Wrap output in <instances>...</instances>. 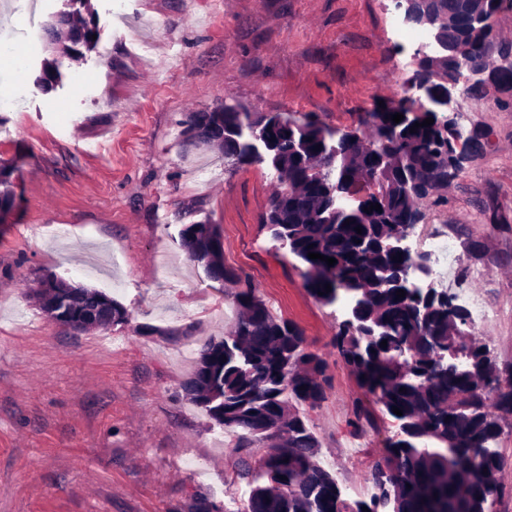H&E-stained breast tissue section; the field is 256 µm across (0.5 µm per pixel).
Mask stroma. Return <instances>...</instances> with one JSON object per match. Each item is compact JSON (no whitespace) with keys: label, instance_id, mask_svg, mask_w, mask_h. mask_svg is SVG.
<instances>
[{"label":"stroma","instance_id":"1","mask_svg":"<svg viewBox=\"0 0 512 512\" xmlns=\"http://www.w3.org/2000/svg\"><path fill=\"white\" fill-rule=\"evenodd\" d=\"M390 0H88L96 49L41 39L0 62V160L14 204L0 213V512H187L193 493L236 512L240 440L186 399L185 351L223 335L222 282L187 260L183 222L220 225L226 264L326 362V399L309 411L319 458L350 497L366 495L393 419L355 430L364 392L334 336L344 314L310 292L303 266L261 226L274 172L233 166L184 135L195 112L234 105L331 129L357 126L407 93L414 45ZM155 40L141 57L133 39ZM88 81L79 86L76 75ZM464 131L488 139L414 232L442 224L456 244L448 288L494 312L477 333L512 372V96L452 92ZM54 276L121 304L124 323L76 333L34 290ZM500 496L512 512V415L501 422Z\"/></svg>","mask_w":512,"mask_h":512}]
</instances>
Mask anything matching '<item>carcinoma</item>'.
Here are the masks:
<instances>
[{
    "label": "carcinoma",
    "mask_w": 512,
    "mask_h": 512,
    "mask_svg": "<svg viewBox=\"0 0 512 512\" xmlns=\"http://www.w3.org/2000/svg\"><path fill=\"white\" fill-rule=\"evenodd\" d=\"M464 2L428 0L413 27L438 25L446 40L469 42L472 60L493 68L503 57L501 45L463 23L448 28V13L458 12ZM62 30L73 44L95 46V29L77 14L65 24L54 19L47 37L54 40ZM448 79L459 81L450 64L416 59L411 84ZM407 112L414 113L411 120H391ZM431 116L406 95L366 113L359 125L372 128L389 157L382 172L362 134L333 156L315 149L328 131L315 121L290 132L286 115L234 106L190 116L194 137L222 151L233 165L263 163L268 147L277 149V186L263 227L304 264L311 293L322 304H336L349 281L363 289L364 299L353 300L360 322L339 323L334 346L370 397L356 404V420L377 425L389 416L400 430L372 466L369 497H343L335 476L318 460L319 442L307 416L326 399L324 359L307 349L298 325L274 316L249 280L224 263L219 225H184L179 246L209 278L231 290L235 313L230 329L203 345L184 391L217 424L264 449L258 459L248 454L238 463L236 477L250 488L243 512H363L365 507L370 512H493L500 494L492 478L499 466L496 441L503 415L512 413V395L491 387L498 369L474 336L470 312L454 305L455 295L424 288L418 298L396 296L397 271L411 258L398 262V253L385 247L411 211L448 188L447 159L456 150L458 131L443 133L433 124L410 132ZM259 131L268 143L254 137ZM292 138L301 143L300 151H288ZM12 198L10 172L1 165L0 208H9ZM375 204L381 210L366 211ZM310 251L337 263L330 267L311 259ZM78 291L111 305L112 323L126 319V311L108 296ZM373 330L382 333L387 346L371 341ZM453 333L470 353L466 373L450 374L438 366ZM395 407L403 415H396Z\"/></svg>",
    "instance_id": "cac0c4a2"
}]
</instances>
